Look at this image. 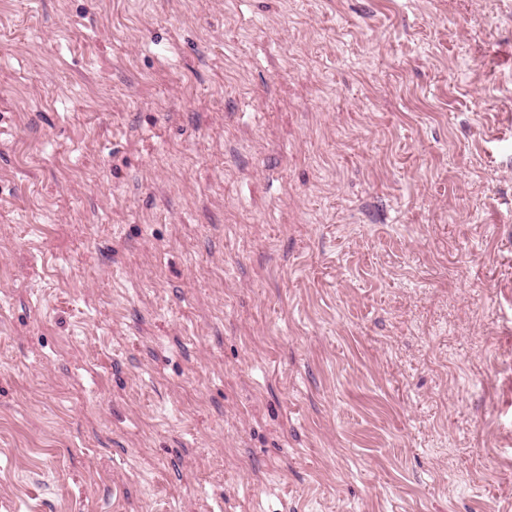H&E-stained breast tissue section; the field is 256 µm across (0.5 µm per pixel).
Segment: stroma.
Wrapping results in <instances>:
<instances>
[{
	"instance_id": "35a3bbf8",
	"label": "stroma",
	"mask_w": 512,
	"mask_h": 512,
	"mask_svg": "<svg viewBox=\"0 0 512 512\" xmlns=\"http://www.w3.org/2000/svg\"><path fill=\"white\" fill-rule=\"evenodd\" d=\"M0 512H512V0H0Z\"/></svg>"
}]
</instances>
